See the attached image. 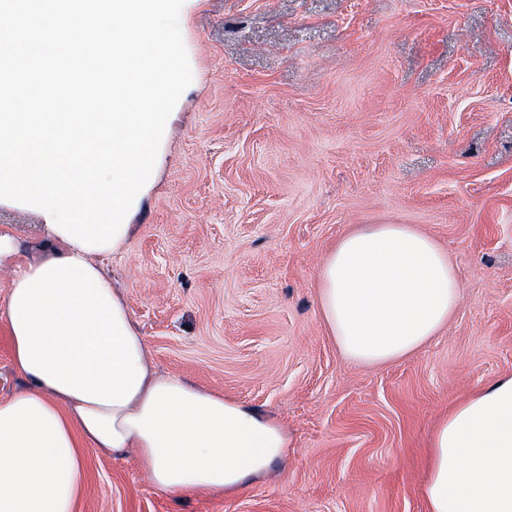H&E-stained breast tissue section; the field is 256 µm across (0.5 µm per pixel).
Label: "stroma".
Wrapping results in <instances>:
<instances>
[{"mask_svg": "<svg viewBox=\"0 0 512 512\" xmlns=\"http://www.w3.org/2000/svg\"><path fill=\"white\" fill-rule=\"evenodd\" d=\"M193 81L103 258L155 369L280 422L288 453L237 495L155 489L90 451L76 512H428L437 421L512 374V0H184ZM409 224L460 306L363 366L317 293L332 247Z\"/></svg>", "mask_w": 512, "mask_h": 512, "instance_id": "1", "label": "stroma"}]
</instances>
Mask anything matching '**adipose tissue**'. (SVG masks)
Instances as JSON below:
<instances>
[{
	"mask_svg": "<svg viewBox=\"0 0 512 512\" xmlns=\"http://www.w3.org/2000/svg\"><path fill=\"white\" fill-rule=\"evenodd\" d=\"M95 251L47 228L35 251L0 225V322L24 386L0 398V512H75L85 452L138 451L172 495L235 493L285 454L282 426L245 403L157 373ZM323 322L358 364L400 360L446 327L460 283L447 253L408 224H369L318 275ZM428 512H512V375L433 429Z\"/></svg>",
	"mask_w": 512,
	"mask_h": 512,
	"instance_id": "obj_1",
	"label": "adipose tissue"
}]
</instances>
